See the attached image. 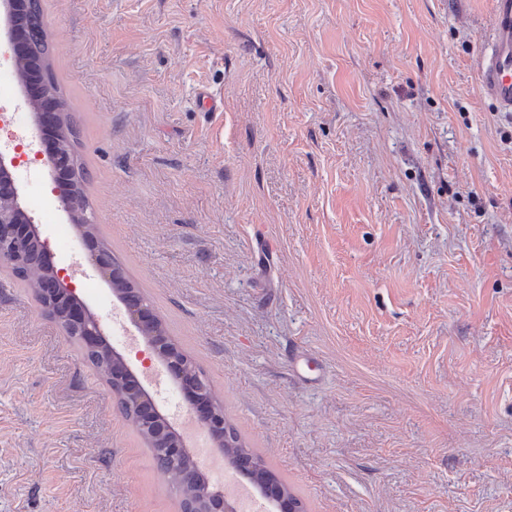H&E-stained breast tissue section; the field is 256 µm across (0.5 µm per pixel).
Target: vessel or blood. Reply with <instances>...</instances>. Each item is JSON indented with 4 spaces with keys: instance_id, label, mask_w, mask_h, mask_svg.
<instances>
[{
    "instance_id": "1",
    "label": "vessel or blood",
    "mask_w": 512,
    "mask_h": 512,
    "mask_svg": "<svg viewBox=\"0 0 512 512\" xmlns=\"http://www.w3.org/2000/svg\"><path fill=\"white\" fill-rule=\"evenodd\" d=\"M494 24L482 60L480 87L506 112H512V0H494Z\"/></svg>"
}]
</instances>
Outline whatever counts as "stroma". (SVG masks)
Returning a JSON list of instances; mask_svg holds the SVG:
<instances>
[{"mask_svg":"<svg viewBox=\"0 0 512 512\" xmlns=\"http://www.w3.org/2000/svg\"><path fill=\"white\" fill-rule=\"evenodd\" d=\"M493 3L43 0L101 237L306 512H512ZM24 205L44 237L65 221L47 179ZM0 512H181L107 374L8 269Z\"/></svg>","mask_w":512,"mask_h":512,"instance_id":"1","label":"stroma"}]
</instances>
